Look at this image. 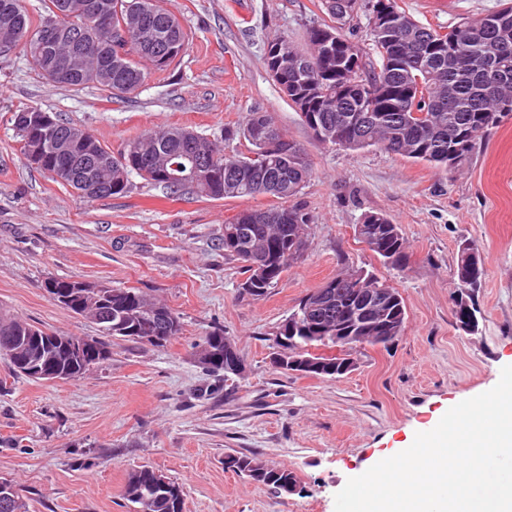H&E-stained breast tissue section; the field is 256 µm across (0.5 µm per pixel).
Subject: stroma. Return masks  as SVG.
<instances>
[{
  "label": "stroma",
  "mask_w": 512,
  "mask_h": 512,
  "mask_svg": "<svg viewBox=\"0 0 512 512\" xmlns=\"http://www.w3.org/2000/svg\"><path fill=\"white\" fill-rule=\"evenodd\" d=\"M156 3L177 18L188 45L120 97L50 82L20 50L0 54V310L66 336L99 337L95 324L50 298L46 282L62 278L139 289L182 324L160 347L106 339L107 360L75 380L36 382L0 363V478L20 486L29 512H135L124 487L144 465L182 485L184 512H335L349 478L410 447L512 365V114L446 173L375 147L326 144L265 63L273 36L301 46L311 26L330 23L324 0ZM397 3L445 29L500 0ZM27 107L66 119L115 153L149 132L183 127L228 158L248 153L242 130L251 113H267L311 163L297 197L313 218L303 258L266 295L245 294L241 263L221 243L224 226L276 198L173 194L133 173L125 193L87 200L28 167L13 124ZM370 212L398 224L403 269L385 266L356 237ZM465 242L483 267L472 334L457 329L454 307ZM351 267L399 290L403 334L354 350V370L336 378L275 368L280 324ZM217 328L245 361L243 378L231 383L194 357ZM229 454L293 471L296 489L279 495L234 473L224 464Z\"/></svg>",
  "instance_id": "35a3bbf8"
}]
</instances>
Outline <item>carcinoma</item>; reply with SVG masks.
<instances>
[{
    "mask_svg": "<svg viewBox=\"0 0 512 512\" xmlns=\"http://www.w3.org/2000/svg\"><path fill=\"white\" fill-rule=\"evenodd\" d=\"M58 2L60 0H48L45 14L35 26L23 0H0V38L5 35L4 24H9L14 30V37L7 49L19 48L33 58L42 53L39 35L46 28L59 23V16L52 9V5ZM68 2L71 8L65 24L82 32L87 39L97 41L101 60L96 61L90 55L76 57L81 77L76 81L60 79L58 84L77 89L97 84L120 96L132 93L141 86L147 66L156 69L167 67L165 63L153 62L149 48L134 36L126 43V58L118 65L112 64V57L107 51L109 31L88 25L86 15L78 9V3L82 0ZM100 2L108 7L114 18L119 11L149 12L156 40H174L178 50L185 49L186 35L181 25L171 26L170 14L157 7L153 0ZM324 7L334 24L311 28L307 36L308 50L293 46L296 54L308 63V70L299 74L286 71L278 85L296 107L302 100L311 103L316 98L321 99L317 105L308 108L305 116L319 124L328 123L337 128L346 138L344 148L362 150L377 146L386 151L393 146L397 155L446 171L448 151L466 156L480 134L505 116V113L495 111V107L500 98L512 101V0H502L499 9L458 25L459 36L468 42L469 56L466 60L454 55L452 42L440 37L438 30L421 24L401 10L397 0H324ZM380 7L389 10L392 27L388 31L367 27L373 56H364L361 74L354 75L355 80L370 83L371 94L379 108L365 122V113L361 112L365 102L361 97L352 99L343 110L336 108V58L318 54L317 46L329 33L334 34L341 43L351 41V37L343 33V28L356 29L361 18L371 19V15ZM410 27L417 31V37L407 42L400 56H394L390 49L391 38ZM259 123L275 127L266 113L253 112L243 136L251 144V152L266 149L276 159L270 177L282 185V193L277 196L282 205L246 210L224 225L226 238L235 225L246 226L256 250L260 249L267 237L276 233L285 244L289 237L298 235V231H308L312 223L311 215L302 205L288 204V201L297 198L311 173L304 150L279 130L276 131L275 149H269L264 141L254 136ZM186 132L185 128L175 127L134 140L139 147L137 151L131 150L128 143L116 156L108 150L101 152L99 157L106 163L103 172L112 174V194L124 193L128 187V175L135 172L174 193L190 190L202 197H226V183L220 177L206 182L169 180L147 163L148 155L161 154L169 158L177 154ZM198 145L214 161L215 172L231 170L238 176L236 196L264 194L260 187L253 184L258 174L247 167L249 157L227 159L202 137ZM272 211L281 212L284 217L282 223L268 224L264 221V216ZM363 223L390 227L381 237L384 251H375L383 264H388V258L392 255L397 262L406 260L399 226L382 213L367 214ZM224 251L244 263L248 277L242 289L250 295H265L281 278V273L276 272L271 281L258 282L255 280L256 271L248 265V259L242 253L233 251L227 243L224 244ZM92 294L102 302L97 325L103 335L129 339L134 335H148L147 324L139 320L132 304L154 301L150 295L134 288L112 287L99 288ZM33 329L35 326L32 324L0 313V349L7 345L17 349L14 345L17 337L29 336ZM54 357L56 365L68 369L73 378L88 371L89 360L72 355L59 346L54 347ZM233 464L234 471L276 490L288 481L297 483L296 475L291 470L271 467L256 456L235 455ZM124 497L137 505L138 512H183L184 509L183 487L170 478L167 479V486H159L156 483V470L148 466L129 474Z\"/></svg>",
    "mask_w": 512,
    "mask_h": 512,
    "instance_id": "cac0c4a2",
    "label": "carcinoma"
}]
</instances>
